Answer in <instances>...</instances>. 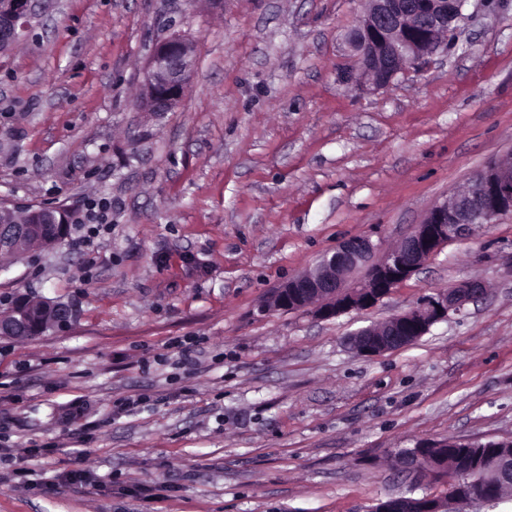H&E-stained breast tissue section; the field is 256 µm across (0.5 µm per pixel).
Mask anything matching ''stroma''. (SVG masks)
I'll return each mask as SVG.
<instances>
[{"instance_id":"stroma-1","label":"stroma","mask_w":512,"mask_h":512,"mask_svg":"<svg viewBox=\"0 0 512 512\" xmlns=\"http://www.w3.org/2000/svg\"><path fill=\"white\" fill-rule=\"evenodd\" d=\"M362 0H44L0 55V202L69 209L63 245L0 264L66 326L0 339V512H368L414 490L390 455L512 440V216L374 306L268 308L345 240L387 251L512 151V0L459 47L361 92ZM196 48L180 102L139 97L153 46ZM112 227L79 242L91 200ZM464 279L488 293L404 348L356 330Z\"/></svg>"}]
</instances>
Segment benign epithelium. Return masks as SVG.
<instances>
[{
	"label": "benign epithelium",
	"instance_id": "obj_1",
	"mask_svg": "<svg viewBox=\"0 0 512 512\" xmlns=\"http://www.w3.org/2000/svg\"><path fill=\"white\" fill-rule=\"evenodd\" d=\"M469 0H366L356 25L347 33L349 49L357 66L342 71V78L361 89H384L410 69H417L446 49L440 35L458 38ZM39 0H0V48H10L36 15ZM196 63L194 44L179 34L153 47L144 79L141 106L148 112H169L181 99ZM512 215V152L476 172L467 187L436 204L426 218L395 248L372 261L375 245L367 238L344 241L331 253L322 255L313 269L300 273L274 292L276 309L305 310L319 302L315 316L331 319L342 312L374 305L392 288L409 278L447 243L471 235L476 225L493 224ZM34 223H18L13 212L0 209V253L25 258L24 245L42 240L45 226L54 227L57 241L65 239L66 225L58 223L53 210L33 214ZM367 266L363 281L356 287L344 285L346 277ZM486 284L479 279L458 281L409 310L395 314L379 325L358 330L349 339L359 355L377 356L410 345L435 323L448 319L469 302L482 298ZM22 313L7 318L0 315V338L36 336L47 320L68 318L67 306L42 301L36 312L20 304ZM399 466L415 473L426 469L417 450L402 457ZM484 494L475 484L470 497ZM468 497V498H470ZM468 498L455 488L440 495L410 500L407 512H463Z\"/></svg>",
	"mask_w": 512,
	"mask_h": 512
}]
</instances>
